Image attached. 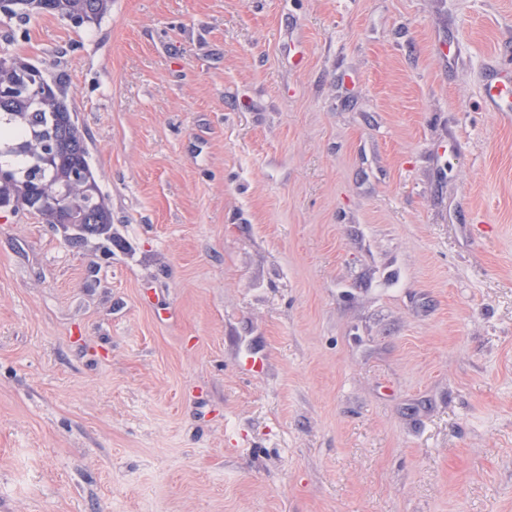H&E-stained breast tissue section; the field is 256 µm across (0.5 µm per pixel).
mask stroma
I'll use <instances>...</instances> for the list:
<instances>
[{
    "instance_id": "1",
    "label": "stroma",
    "mask_w": 512,
    "mask_h": 512,
    "mask_svg": "<svg viewBox=\"0 0 512 512\" xmlns=\"http://www.w3.org/2000/svg\"><path fill=\"white\" fill-rule=\"evenodd\" d=\"M1 54L112 238L0 211V512H512V0H112ZM511 62L504 64L502 78L488 87L485 98L495 105V111L504 118L511 119L512 112V76Z\"/></svg>"
}]
</instances>
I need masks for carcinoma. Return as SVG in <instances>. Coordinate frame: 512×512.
Listing matches in <instances>:
<instances>
[{"label":"carcinoma","mask_w":512,"mask_h":512,"mask_svg":"<svg viewBox=\"0 0 512 512\" xmlns=\"http://www.w3.org/2000/svg\"><path fill=\"white\" fill-rule=\"evenodd\" d=\"M112 0H18L7 18L49 13L62 19L78 17L98 21L111 9ZM14 66L0 68V209L26 211L46 224H58L60 211L43 205V198L67 190L65 207L73 223L86 234L105 235L112 224L111 211L101 190L87 196L84 170L89 152L78 124L70 121L64 88L50 85V93L36 105L8 91L24 79L28 60L13 56Z\"/></svg>","instance_id":"1"}]
</instances>
